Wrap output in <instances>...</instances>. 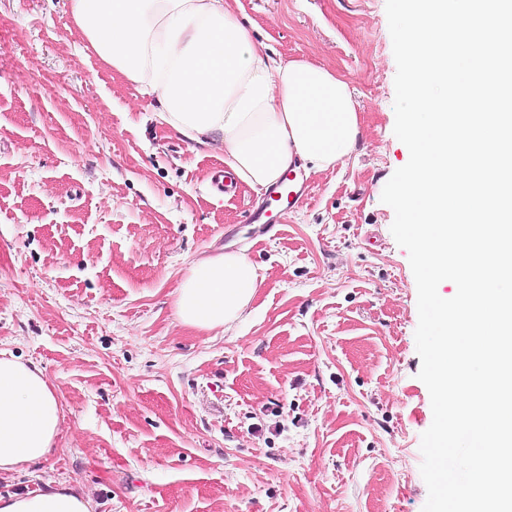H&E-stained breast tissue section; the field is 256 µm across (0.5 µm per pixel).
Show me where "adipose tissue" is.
Wrapping results in <instances>:
<instances>
[{"instance_id":"obj_1","label":"adipose tissue","mask_w":512,"mask_h":512,"mask_svg":"<svg viewBox=\"0 0 512 512\" xmlns=\"http://www.w3.org/2000/svg\"><path fill=\"white\" fill-rule=\"evenodd\" d=\"M71 13L100 60L157 95L159 121L205 147L222 146L243 184L270 189L290 171L332 169L356 149L359 116L349 82L324 66L283 61L257 43L230 0H71ZM263 282L245 253L193 261L175 315L199 330L241 320ZM61 404L42 368L0 358V474L38 465L51 452ZM0 512H94L56 482L0 496Z\"/></svg>"}]
</instances>
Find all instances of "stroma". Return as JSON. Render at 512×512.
<instances>
[{"label": "stroma", "instance_id": "stroma-1", "mask_svg": "<svg viewBox=\"0 0 512 512\" xmlns=\"http://www.w3.org/2000/svg\"><path fill=\"white\" fill-rule=\"evenodd\" d=\"M385 4L238 0L270 54L348 80L362 127L273 235L243 221L262 193L212 186L223 150L159 124L70 0H0V354L39 365L63 411L1 496L46 478L94 512H422L417 286L381 200L409 156ZM228 250L263 277L249 316L181 325L185 268Z\"/></svg>", "mask_w": 512, "mask_h": 512}]
</instances>
